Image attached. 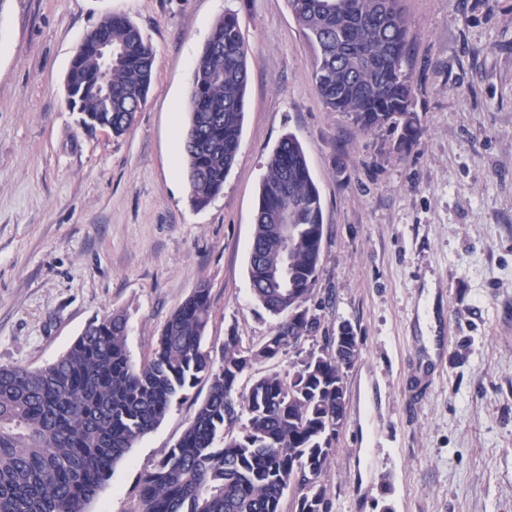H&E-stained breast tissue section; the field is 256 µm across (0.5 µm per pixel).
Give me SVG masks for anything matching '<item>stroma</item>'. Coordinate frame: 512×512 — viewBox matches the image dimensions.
<instances>
[{
    "label": "stroma",
    "mask_w": 512,
    "mask_h": 512,
    "mask_svg": "<svg viewBox=\"0 0 512 512\" xmlns=\"http://www.w3.org/2000/svg\"><path fill=\"white\" fill-rule=\"evenodd\" d=\"M421 135L398 154L325 108L314 52L286 0H6L0 8V365L37 368L92 318L127 319L134 362L170 314L211 289L205 344L220 360L278 323L251 293L265 162L300 141L323 201L314 300L354 329L347 412L321 477L331 512H512V0H404ZM154 51L149 94L123 135L79 124L64 79L105 13ZM237 17L250 77L224 188L190 201L183 140L194 66ZM323 336L238 381L287 375ZM190 389L119 461L87 512H136L139 479L205 398Z\"/></svg>",
    "instance_id": "1"
}]
</instances>
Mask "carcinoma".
Masks as SVG:
<instances>
[{"label":"carcinoma","instance_id":"cac0c4a2","mask_svg":"<svg viewBox=\"0 0 512 512\" xmlns=\"http://www.w3.org/2000/svg\"><path fill=\"white\" fill-rule=\"evenodd\" d=\"M314 51L313 79L327 109L345 112L360 132L386 127L394 149L411 151L420 129L418 84L408 68L409 22L403 0H287ZM112 41V111L103 109L102 64L95 45ZM87 49L65 78L68 108L87 130L126 133L152 82L153 51L140 28L107 14L86 37ZM248 83V51L237 18L224 15L195 65L184 143V170L197 207L224 188L239 148ZM293 233L279 232L283 208ZM323 207L298 139L284 136L266 162L250 250L252 291L270 314L288 318L258 345L273 358L318 332L310 312L322 256ZM288 259V287L266 270ZM304 309L298 315L291 309ZM210 288L202 283L172 312L147 361H132L127 321L113 313L88 321L69 348L40 368L0 365V512H86L112 468L166 416L186 389L207 394L177 443L147 471L138 512H283L286 488L300 475L293 512H331L321 476L338 427L345 393L336 390L359 354L358 337L340 324L341 360L310 352L292 375L253 378L236 396L252 362L236 332L224 341L214 368L204 347ZM240 425L238 434L226 430Z\"/></svg>","mask_w":512,"mask_h":512}]
</instances>
